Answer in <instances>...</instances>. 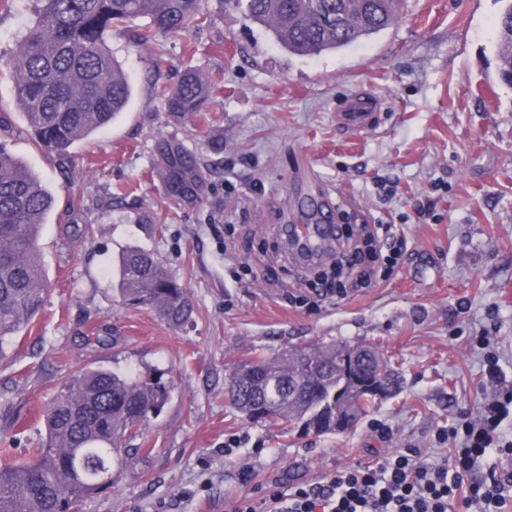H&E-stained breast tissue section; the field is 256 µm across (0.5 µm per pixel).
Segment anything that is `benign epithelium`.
<instances>
[{
	"mask_svg": "<svg viewBox=\"0 0 512 512\" xmlns=\"http://www.w3.org/2000/svg\"><path fill=\"white\" fill-rule=\"evenodd\" d=\"M370 361L383 363L382 356L369 347H346L336 355V389L332 400L336 401L331 421L320 419L310 426L318 432L331 426L341 433L355 422L354 411L357 403L365 397L380 399L389 393V386L383 379V371L367 373L364 367Z\"/></svg>",
	"mask_w": 512,
	"mask_h": 512,
	"instance_id": "benign-epithelium-1",
	"label": "benign epithelium"
}]
</instances>
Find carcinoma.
<instances>
[{"mask_svg":"<svg viewBox=\"0 0 512 512\" xmlns=\"http://www.w3.org/2000/svg\"><path fill=\"white\" fill-rule=\"evenodd\" d=\"M42 8L18 40L10 61L16 99L29 132L47 154H61L113 121L131 88L106 38L147 18L163 33L188 34L204 19L202 0H40ZM245 14L292 56H315L345 48L389 27L401 0H236ZM498 77L512 88V0L496 22ZM219 81L186 71L173 88L163 87L169 112L189 118L204 111ZM181 172L192 167L178 147L164 153ZM54 197L30 169L0 142V354L25 330L48 289L38 246ZM116 288L134 307L158 311L169 323L188 315L184 288L153 252L131 247L121 256ZM331 345L277 359L256 353L228 376L230 406L252 420L255 406L270 407L268 420L293 423L313 410L316 397L307 371L333 372ZM169 382L160 375L129 376L79 369L45 410L46 443L24 457L0 456V512H79L86 500L112 487L101 480L120 473L144 439L150 410L165 404Z\"/></svg>","mask_w":512,"mask_h":512,"instance_id":"carcinoma-1","label":"carcinoma"}]
</instances>
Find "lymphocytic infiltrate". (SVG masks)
Listing matches in <instances>:
<instances>
[{"label":"lymphocytic infiltrate","mask_w":512,"mask_h":512,"mask_svg":"<svg viewBox=\"0 0 512 512\" xmlns=\"http://www.w3.org/2000/svg\"><path fill=\"white\" fill-rule=\"evenodd\" d=\"M510 415L512 392L485 404L477 421H464L466 446L448 463L427 465L399 452L375 467H346L322 482L276 491L269 512H448L458 497L470 512H505L512 472L490 462L479 476L475 467L504 448L500 426Z\"/></svg>","instance_id":"obj_1"}]
</instances>
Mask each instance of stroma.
I'll return each mask as SVG.
<instances>
[{
    "label": "stroma",
    "mask_w": 512,
    "mask_h": 512,
    "mask_svg": "<svg viewBox=\"0 0 512 512\" xmlns=\"http://www.w3.org/2000/svg\"><path fill=\"white\" fill-rule=\"evenodd\" d=\"M504 0H405L374 37L316 57L288 55L241 9L203 0L192 34L147 20L108 42L133 88L123 118L44 155L0 69V141L52 190L39 247L51 288L0 360V448L23 455L45 436L43 410L75 369L164 374L169 399L117 484L81 512H257L274 484L306 485L411 449L427 463L456 452L440 429L477 415L494 392L486 356L512 385V89L497 74ZM40 8H0V60ZM224 86L190 120L160 87L186 70ZM367 92L380 124L359 136L336 108ZM196 162L174 180L161 145ZM329 196L326 221L389 224L407 249L364 288L317 295L311 262L284 228L306 223L307 196ZM81 208H71V200ZM90 225L87 235L76 226ZM154 251L185 288L179 326L122 304L111 283L121 251ZM375 347L402 377L348 432L318 436L246 421L224 399L229 373L255 351Z\"/></svg>",
    "instance_id": "stroma-1"
}]
</instances>
